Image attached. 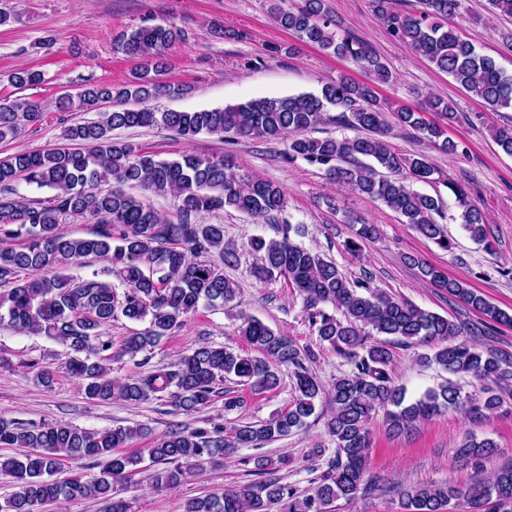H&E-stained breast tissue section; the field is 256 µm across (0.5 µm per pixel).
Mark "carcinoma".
<instances>
[{
	"mask_svg": "<svg viewBox=\"0 0 512 512\" xmlns=\"http://www.w3.org/2000/svg\"><path fill=\"white\" fill-rule=\"evenodd\" d=\"M285 2L270 0L275 22L298 39L359 67L368 81L340 76L318 95L260 98L195 112L159 111L150 102L183 94V87L163 83L159 76L165 68V51L187 40L188 33L173 22L143 25L115 40L118 51L139 62L133 80L117 88L89 82L58 100L57 108L65 112H91L108 103L113 110L104 119L64 127V147L0 157V235L20 241L16 248H0V326L42 334L64 345V368L81 381L86 398L101 402L118 398L131 404L165 399L175 411L193 414L212 401L224 381L267 391L279 385L281 369L293 370L295 397L270 419L230 429L206 420L202 427L153 441L145 452L157 465L151 475L155 488H176L204 462L220 464L241 448L259 449L290 435L307 425L316 400L327 396L330 415L325 426L336 450L311 493L300 497L295 487L272 477L275 464L285 465L286 460L276 463L257 453L244 458V464L259 480L221 495L191 499L185 512H272L275 507L280 512H331L335 502L353 501L373 485L367 466L369 422L377 412H385L389 430L395 433L451 410L477 420L503 405V393L512 381V357L481 348L479 326L422 309L372 288L368 280L351 281L334 261L297 245L284 217V189L258 176L239 174L231 155L183 153L176 159H157L114 137L116 130L136 127L163 128L185 139L200 133L226 141L286 136L284 161L300 158L320 166L331 184L380 201L425 238L451 250L439 223L445 219L441 200L407 184L410 177L429 179L434 168L423 156L402 155L390 145L392 126L375 91V84L390 80L386 64L364 41L338 33L325 0H300L293 7ZM372 2L375 15L393 37L410 44L490 110L512 108V77L504 76L493 59L477 53L453 30L463 0H418L420 8L415 12L395 7L393 0ZM7 78L23 89L40 84L43 74L19 67ZM129 102L134 107H125ZM333 109L339 113L331 114ZM427 110L451 120L456 104L430 96L420 109H396L398 125L444 154H458L460 144L425 121ZM41 112L40 104L29 99L0 100V142L37 123ZM329 122L360 135H308ZM491 134L496 145L512 155V128H493ZM368 159L372 163H366ZM380 167L389 175L380 174ZM21 179L54 195L44 201L31 199L18 192ZM125 185L173 197L177 221L125 192ZM452 191L462 207L464 229L485 249H493L480 208L462 186L456 184ZM227 207L257 223L275 225L276 237L248 242L254 256L251 273L263 282L282 277L297 288L305 317L319 340L349 366L329 390L306 365L307 351L254 317L242 318L238 327L250 347L247 352L203 343L169 367L157 366L125 380L110 377L112 361L133 359L157 347L197 311L200 302L224 307L234 301L237 284L224 276V268L239 264L240 250L224 241V225L205 221ZM69 217H89L95 230L87 238L70 237L61 229ZM376 234L375 225L362 221L344 249L358 253ZM92 261L104 263L102 273L117 276L126 289L118 292L96 273L88 279L69 273L72 266ZM406 261L422 279L483 320L512 326V314L481 292L416 257L408 256ZM121 316L146 321L148 326L116 345L104 328ZM396 343L430 349L418 355L421 364L486 383L484 396L464 397L460 386L448 379L419 398L406 400V391L388 371L393 362L391 345ZM142 436L141 427L87 431L68 423L0 417V446L26 449L16 456H0V475L11 478L15 486L5 507L8 512H42L61 498H83L100 502L101 512H129L116 486L134 474L142 455L126 454L121 448ZM496 452L494 441L471 436L454 449V458L481 472ZM72 458L93 460L99 474L53 478ZM459 500L469 505L470 512H494L489 507L492 501L512 512V464L497 468L487 480L477 476L465 487L432 482L399 490L401 512H450Z\"/></svg>",
	"mask_w": 512,
	"mask_h": 512,
	"instance_id": "cac0c4a2",
	"label": "carcinoma"
}]
</instances>
